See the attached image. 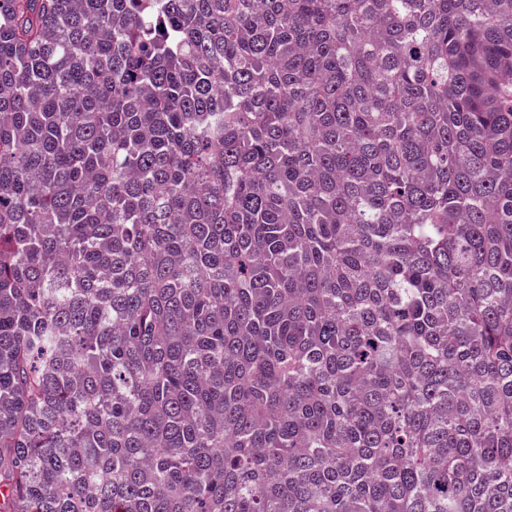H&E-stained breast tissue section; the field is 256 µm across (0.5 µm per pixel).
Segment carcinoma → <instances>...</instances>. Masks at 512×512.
Instances as JSON below:
<instances>
[{"label": "carcinoma", "instance_id": "carcinoma-1", "mask_svg": "<svg viewBox=\"0 0 512 512\" xmlns=\"http://www.w3.org/2000/svg\"><path fill=\"white\" fill-rule=\"evenodd\" d=\"M0 512H512V0H0Z\"/></svg>", "mask_w": 512, "mask_h": 512}]
</instances>
